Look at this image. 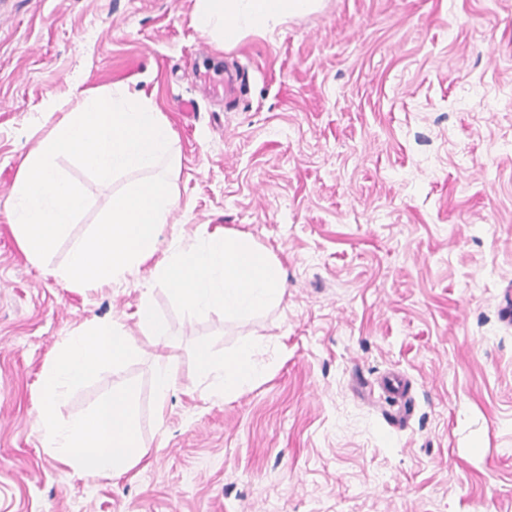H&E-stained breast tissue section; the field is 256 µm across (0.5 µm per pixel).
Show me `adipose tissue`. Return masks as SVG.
<instances>
[{"label": "adipose tissue", "mask_w": 512, "mask_h": 512, "mask_svg": "<svg viewBox=\"0 0 512 512\" xmlns=\"http://www.w3.org/2000/svg\"><path fill=\"white\" fill-rule=\"evenodd\" d=\"M314 5L315 0H194L193 23L224 45L235 42L245 31L306 14ZM157 273L192 315L216 309L248 315L278 304L285 291L279 264L245 234H214L179 248ZM197 364L203 375H218L220 390L227 394L252 383L261 372L255 346L248 341L221 363L208 349H201Z\"/></svg>", "instance_id": "ef3b65f1"}]
</instances>
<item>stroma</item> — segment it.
Wrapping results in <instances>:
<instances>
[{
	"instance_id": "stroma-1",
	"label": "stroma",
	"mask_w": 512,
	"mask_h": 512,
	"mask_svg": "<svg viewBox=\"0 0 512 512\" xmlns=\"http://www.w3.org/2000/svg\"><path fill=\"white\" fill-rule=\"evenodd\" d=\"M193 2L0 0V512H512V0H319L223 48L194 27ZM229 68L232 105L195 77ZM89 91L152 99L178 199L152 259L76 288L63 267L131 177L59 158L90 204L38 263L11 195ZM221 231L282 266L279 305L192 317L158 278L171 252ZM145 295L167 335L133 319ZM113 319L136 359L57 415L135 383L144 457L85 477L36 408L63 342ZM246 340L262 374L222 395L197 351L221 361ZM158 353L178 379L160 416ZM390 372L415 400L401 429L367 392Z\"/></svg>"
}]
</instances>
